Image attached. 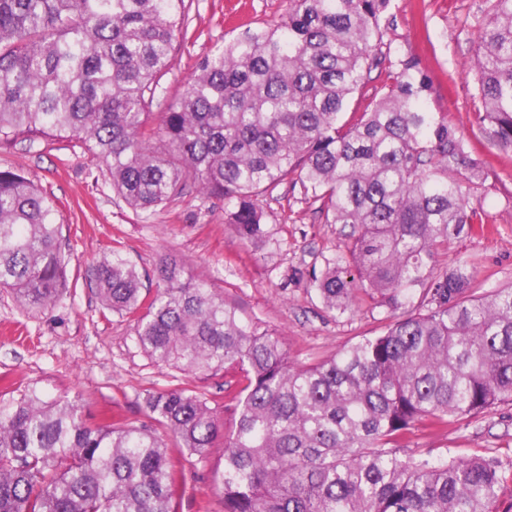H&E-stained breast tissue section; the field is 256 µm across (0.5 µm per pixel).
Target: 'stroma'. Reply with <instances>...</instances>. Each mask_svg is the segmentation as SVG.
Here are the masks:
<instances>
[{"label":"stroma","instance_id":"stroma-1","mask_svg":"<svg viewBox=\"0 0 512 512\" xmlns=\"http://www.w3.org/2000/svg\"><path fill=\"white\" fill-rule=\"evenodd\" d=\"M286 7L285 0H193L188 35L175 45L176 65L161 83L153 112L181 93L210 47L246 27L277 23ZM489 7L488 0H391L381 61L347 106L355 111L381 94L398 57L418 60L431 82L430 108L447 117L484 165L475 197L491 232L452 238L433 259L441 269L469 259L479 294L512 286V152L499 149L478 129L474 114L481 103L474 77L464 73ZM0 166L24 169L58 201L71 285L69 296L43 313L24 310L10 291L0 289V394L30 388L47 401L82 404L91 423L155 428L144 409L147 394L180 380L175 370L158 367L141 350L131 319L104 309L96 266L112 248L135 265L149 289L157 284L160 266L184 265L190 277L211 284L242 318L282 336L290 361L301 366L378 334L386 323L385 310L370 300L339 315L328 312L312 289L308 273L335 254L342 227L326 223L301 186L284 184L259 197L269 236L251 244L225 223L222 201L191 187L153 213L133 211L113 194L105 168L73 140L0 144ZM237 380L229 370L192 381L227 432L238 419ZM447 450L512 463V401L445 430L415 429L401 448L407 456ZM171 458L178 477L173 512H222L215 474L224 466L223 445L212 448L204 463L176 451Z\"/></svg>","mask_w":512,"mask_h":512}]
</instances>
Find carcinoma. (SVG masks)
<instances>
[{"mask_svg": "<svg viewBox=\"0 0 512 512\" xmlns=\"http://www.w3.org/2000/svg\"><path fill=\"white\" fill-rule=\"evenodd\" d=\"M391 0H288L278 23L210 48L180 97L148 119L188 28L186 0H0V143L80 142L112 191L151 213L191 184L224 202L245 241L268 237L257 197L300 184L340 224L344 249L311 273L325 307L361 295L388 310L376 336L293 365L208 283L166 263L142 292L120 253L97 266L103 305L132 319L141 349L188 377L241 374L224 436L205 394H147L161 426L87 423L69 400L0 396V512H172L170 450L199 462L224 437L223 512H512V467L483 455L401 457L419 426L446 428L512 401V288L471 291L474 266L434 251L486 222L481 160L428 105L412 57L363 111L345 112L382 52ZM471 64L475 122L512 150V0H490ZM56 200L0 167V288L26 309L68 288Z\"/></svg>", "mask_w": 512, "mask_h": 512, "instance_id": "obj_1", "label": "carcinoma"}]
</instances>
